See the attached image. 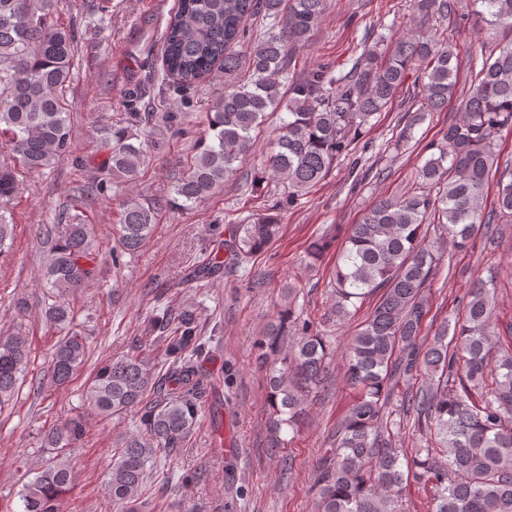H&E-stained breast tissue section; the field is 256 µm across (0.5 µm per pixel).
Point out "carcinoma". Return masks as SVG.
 <instances>
[{"label": "carcinoma", "instance_id": "carcinoma-1", "mask_svg": "<svg viewBox=\"0 0 512 512\" xmlns=\"http://www.w3.org/2000/svg\"><path fill=\"white\" fill-rule=\"evenodd\" d=\"M60 0H0V139L15 162L0 160V206L18 189L16 167L38 171L67 152L71 113L67 92L74 67V25L53 21ZM490 26L506 30L504 44L475 71L460 116L427 149L417 184L401 196H381L350 226L335 262L336 317L355 301L378 300L344 353V382L355 392L329 448L317 460L312 485L315 512H404L410 482L430 491L432 512H512V335L504 340L493 324L494 292L478 280L461 315L446 321L433 340L420 337L429 312L430 286L447 242L467 249L483 224L484 186L500 173L494 212L512 223V168L500 167L496 136L512 128V0H475ZM457 0H414L419 25H437ZM326 0H178L162 45L166 78L177 88L197 86L224 73V92L207 113L208 132L185 176L172 187L174 198L151 205L131 199L116 225L112 265L135 254L150 237L165 206L190 208L224 188L248 153L253 133L270 109L284 107L274 151L264 166L288 189L293 205L314 187L363 137L366 126L385 111L414 75L416 114L403 122L397 143H408L424 113L448 106L457 85L456 58L444 36L406 34L380 57L371 48L340 69L312 68L301 80L288 79L293 52L320 23ZM262 31L248 33L250 20ZM146 89L127 96L124 122L102 130L107 151L102 166L117 179L138 176L157 140L137 141L133 127H147L154 113L137 110ZM437 224L444 236L430 239L424 227ZM280 232L278 219L255 213L237 225L232 240L217 245L192 278L200 285L217 277L221 252L242 260L268 248ZM44 257L43 287L50 303L46 319L66 331L58 341L47 381L67 384L86 364L87 339L71 329L65 296L88 285L96 257L86 224H69L54 237ZM324 236L307 247L315 262L332 247ZM149 340L164 347L160 369L147 356L127 353L99 364L86 398L100 415L129 410L139 414L138 430L112 457L107 487L126 512H152L143 494L148 464L185 445L197 426L211 384L200 361L212 337L201 332L200 311L163 307L147 318ZM257 364L265 369L272 409L270 452L287 445L312 405L332 389L327 341L291 304L257 341ZM30 361L24 337L0 335V407L17 390ZM405 389L395 393L399 384ZM419 432V447L399 448L395 434L407 425ZM83 424L72 420L51 429L45 444L55 455L23 486V512H59L75 478L63 449L81 440Z\"/></svg>", "mask_w": 512, "mask_h": 512}]
</instances>
